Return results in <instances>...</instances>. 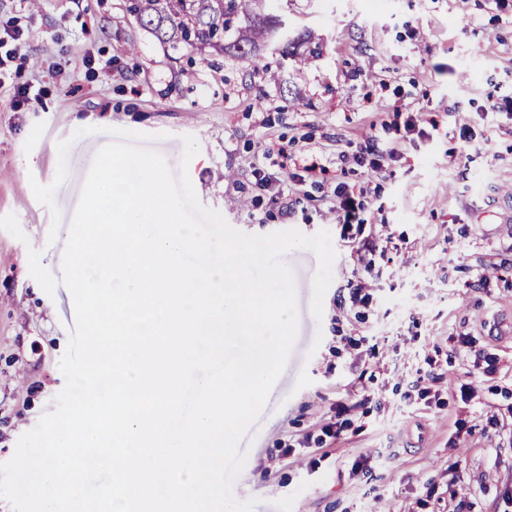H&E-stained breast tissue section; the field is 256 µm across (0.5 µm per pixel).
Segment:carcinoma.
<instances>
[{"mask_svg": "<svg viewBox=\"0 0 512 512\" xmlns=\"http://www.w3.org/2000/svg\"><path fill=\"white\" fill-rule=\"evenodd\" d=\"M278 0H128V12L161 43L177 50L214 49L237 57L253 56L274 41L285 56L299 39L288 37Z\"/></svg>", "mask_w": 512, "mask_h": 512, "instance_id": "cac0c4a2", "label": "carcinoma"}]
</instances>
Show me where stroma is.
<instances>
[{
  "label": "stroma",
  "mask_w": 512,
  "mask_h": 512,
  "mask_svg": "<svg viewBox=\"0 0 512 512\" xmlns=\"http://www.w3.org/2000/svg\"><path fill=\"white\" fill-rule=\"evenodd\" d=\"M295 32L313 31L305 63L263 53L171 51L127 11V0H0V31L20 30L0 88V216L15 214L25 240L0 230V463L64 386L59 362L75 325L64 286L47 295L28 251L60 275L65 241L96 152L111 129L149 136L172 173L187 169L200 203L247 234L329 231L335 250L321 315L312 311L319 267L290 250L297 335L257 423L240 448L233 485L254 512H512V340L488 323L512 321V8L494 0H282ZM38 93L15 107L12 84ZM420 134L402 138L407 119ZM95 134L74 138L75 130ZM199 151L182 164L184 136ZM375 136L396 149L374 174L341 163ZM72 139L55 201L60 223L31 181L53 183L56 145ZM314 155L326 173L291 179L267 147ZM267 187H258L253 169ZM364 190L358 240L385 247L366 282L363 316L336 304L357 256L341 237L336 186ZM288 200L280 216L273 196ZM56 239H49V232ZM492 270H485V263ZM441 373L427 399L402 410L408 376ZM470 376L468 394L456 382ZM382 397L354 409L318 461L280 450L320 423L352 390ZM496 421H489V414ZM388 454L372 483L352 465Z\"/></svg>",
  "instance_id": "35a3bbf8"
}]
</instances>
